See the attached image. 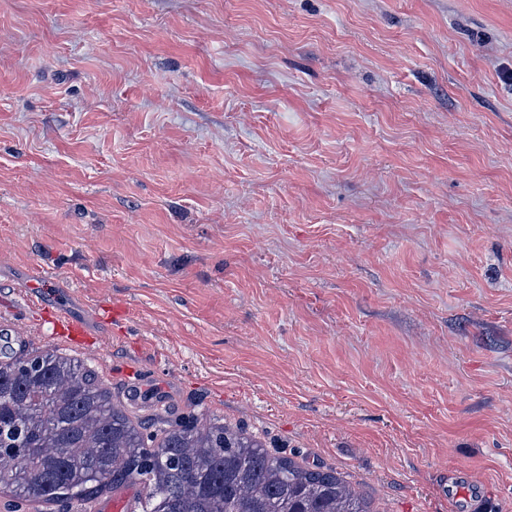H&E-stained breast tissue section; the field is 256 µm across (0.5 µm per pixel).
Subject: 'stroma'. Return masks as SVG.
Instances as JSON below:
<instances>
[{
    "instance_id": "35a3bbf8",
    "label": "stroma",
    "mask_w": 512,
    "mask_h": 512,
    "mask_svg": "<svg viewBox=\"0 0 512 512\" xmlns=\"http://www.w3.org/2000/svg\"><path fill=\"white\" fill-rule=\"evenodd\" d=\"M36 350L147 445L217 415L372 512H512V0H0V351ZM41 311L46 316L52 340L61 339L81 349L100 347L102 336H94L85 319L67 313L46 311V308Z\"/></svg>"
}]
</instances>
